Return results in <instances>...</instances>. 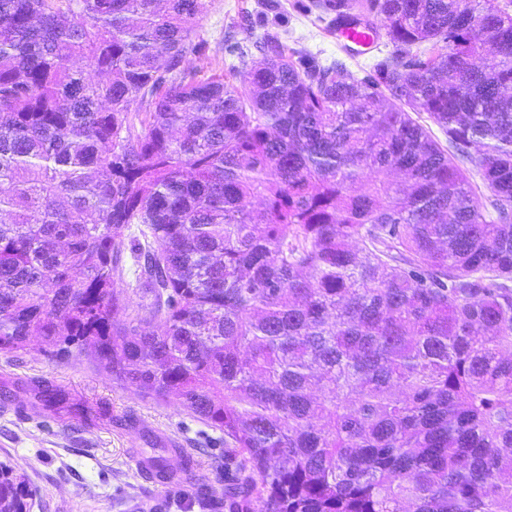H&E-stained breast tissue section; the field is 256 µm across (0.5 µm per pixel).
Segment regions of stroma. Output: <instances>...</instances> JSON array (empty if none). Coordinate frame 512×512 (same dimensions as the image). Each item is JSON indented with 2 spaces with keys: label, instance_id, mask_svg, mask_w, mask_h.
<instances>
[{
  "label": "stroma",
  "instance_id": "obj_1",
  "mask_svg": "<svg viewBox=\"0 0 512 512\" xmlns=\"http://www.w3.org/2000/svg\"><path fill=\"white\" fill-rule=\"evenodd\" d=\"M329 21L307 12L301 0H212L197 30L210 58L192 56L188 63L201 79L250 68L260 58L254 41L270 35L360 77L393 49L384 35L371 54L352 55L337 43ZM33 378L108 402L111 424L90 428L78 418L57 422L32 409L21 412L29 400L24 384ZM215 436L176 399L142 397L86 356L51 360L36 341L27 352L0 354V462L24 475L29 512H224V448ZM160 446L183 449L194 460L193 484L157 488L143 480L132 456Z\"/></svg>",
  "mask_w": 512,
  "mask_h": 512
}]
</instances>
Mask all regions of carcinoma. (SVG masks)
Here are the masks:
<instances>
[{"label": "carcinoma", "mask_w": 512, "mask_h": 512, "mask_svg": "<svg viewBox=\"0 0 512 512\" xmlns=\"http://www.w3.org/2000/svg\"><path fill=\"white\" fill-rule=\"evenodd\" d=\"M313 6L393 51L200 79L210 0H0V353L178 399L229 512H512V0ZM28 497L0 463V512Z\"/></svg>", "instance_id": "carcinoma-1"}]
</instances>
